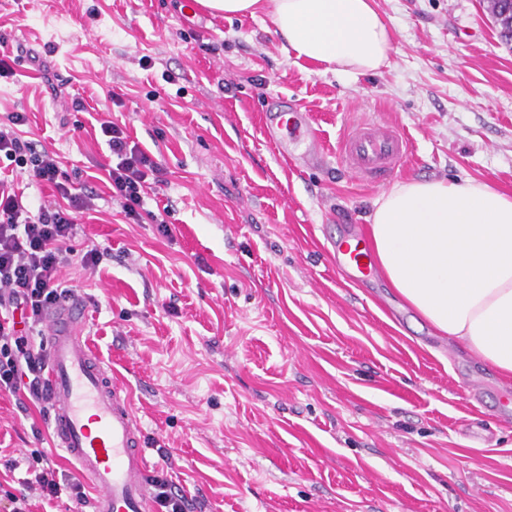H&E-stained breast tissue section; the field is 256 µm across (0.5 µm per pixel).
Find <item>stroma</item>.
Instances as JSON below:
<instances>
[{"label": "stroma", "mask_w": 512, "mask_h": 512, "mask_svg": "<svg viewBox=\"0 0 512 512\" xmlns=\"http://www.w3.org/2000/svg\"><path fill=\"white\" fill-rule=\"evenodd\" d=\"M394 51L345 76L289 57L265 14L197 0H0L14 59L0 121L56 151L98 200L68 271L86 337L114 368L144 437L148 476L190 512H512V380L441 336L382 274L336 273L328 238L367 232L391 182L478 180L512 194V44L487 0H375ZM50 54V80L34 54ZM150 66H143V59ZM82 98L61 109L55 93ZM283 96L326 153L290 165L259 115ZM402 130L390 182L351 178L339 145L357 123ZM125 125L167 170L126 223L97 164L102 122ZM170 225L162 237L154 216ZM82 481L50 419L0 394V512L43 465Z\"/></svg>", "instance_id": "obj_1"}]
</instances>
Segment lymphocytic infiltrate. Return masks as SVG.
Listing matches in <instances>:
<instances>
[{
    "mask_svg": "<svg viewBox=\"0 0 512 512\" xmlns=\"http://www.w3.org/2000/svg\"><path fill=\"white\" fill-rule=\"evenodd\" d=\"M26 118L15 112L0 122V154L29 180L52 185L53 202L30 213L8 180L0 178V392L25 396L49 410L53 396L46 376V356L30 342L27 329L43 325L48 314L75 295L63 276L73 252L77 217L94 206L95 194L71 188L56 152L36 150L18 134ZM112 152L101 171L125 217L140 222L153 184L165 169L155 156L133 141L125 127L100 125Z\"/></svg>",
    "mask_w": 512,
    "mask_h": 512,
    "instance_id": "1",
    "label": "lymphocytic infiltrate"
}]
</instances>
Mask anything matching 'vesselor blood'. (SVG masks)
I'll return each mask as SVG.
<instances>
[{"label":"vessel or blood","instance_id":"b4317fda","mask_svg":"<svg viewBox=\"0 0 512 512\" xmlns=\"http://www.w3.org/2000/svg\"><path fill=\"white\" fill-rule=\"evenodd\" d=\"M265 139L289 162L319 159L322 142L310 119L292 124L281 101L261 114ZM407 149L404 133L374 123L350 131L340 144L349 173L359 181L381 184ZM338 274L360 282L372 272L369 246L362 234L338 249ZM84 301L72 300L51 312L46 323L48 381L56 404L55 442L97 491L93 512H151L147 461L141 429L130 399L90 350L82 334Z\"/></svg>","mask_w":512,"mask_h":512}]
</instances>
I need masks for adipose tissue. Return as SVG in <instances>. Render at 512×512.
<instances>
[{
  "instance_id": "1",
  "label": "adipose tissue",
  "mask_w": 512,
  "mask_h": 512,
  "mask_svg": "<svg viewBox=\"0 0 512 512\" xmlns=\"http://www.w3.org/2000/svg\"><path fill=\"white\" fill-rule=\"evenodd\" d=\"M225 18L266 11L295 58L344 75L385 66L393 33L374 0H197ZM392 288L438 332L512 378V196L486 182L414 179L373 204Z\"/></svg>"
}]
</instances>
